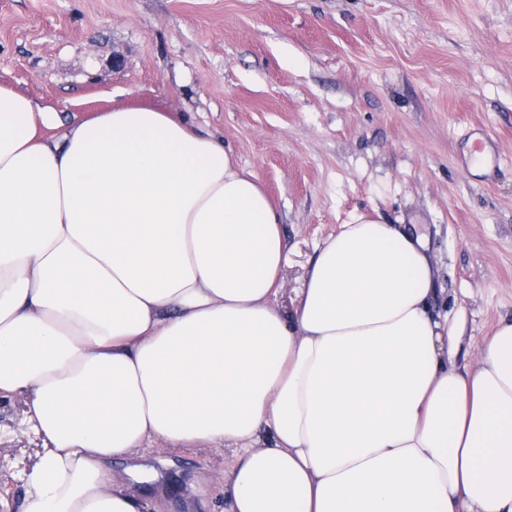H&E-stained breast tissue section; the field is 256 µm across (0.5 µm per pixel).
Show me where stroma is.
<instances>
[{
	"label": "stroma",
	"instance_id": "1",
	"mask_svg": "<svg viewBox=\"0 0 512 512\" xmlns=\"http://www.w3.org/2000/svg\"><path fill=\"white\" fill-rule=\"evenodd\" d=\"M0 83L62 120L182 113L262 180L288 240L283 311L356 213L427 235L458 367L512 317V0H0ZM0 398V512L44 446ZM221 445L155 443L112 473L155 512H213Z\"/></svg>",
	"mask_w": 512,
	"mask_h": 512
}]
</instances>
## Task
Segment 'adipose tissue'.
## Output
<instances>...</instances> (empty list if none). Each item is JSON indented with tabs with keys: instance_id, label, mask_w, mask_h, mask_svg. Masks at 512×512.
Segmentation results:
<instances>
[{
	"instance_id": "obj_1",
	"label": "adipose tissue",
	"mask_w": 512,
	"mask_h": 512,
	"mask_svg": "<svg viewBox=\"0 0 512 512\" xmlns=\"http://www.w3.org/2000/svg\"><path fill=\"white\" fill-rule=\"evenodd\" d=\"M55 122L0 84L24 512H143L109 462L151 442L235 450L219 512H512V319L458 368L424 234L352 216L285 313L280 212L223 139L151 104Z\"/></svg>"
}]
</instances>
